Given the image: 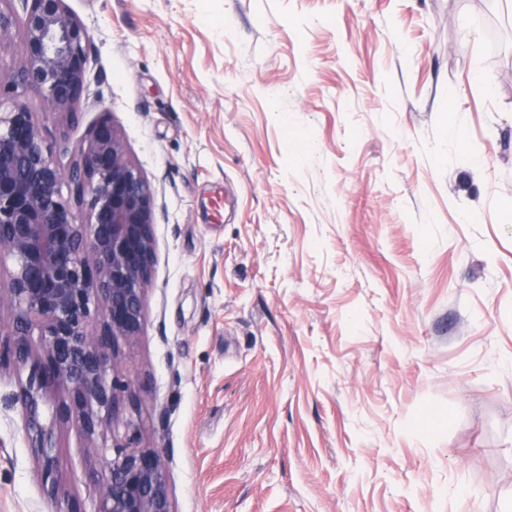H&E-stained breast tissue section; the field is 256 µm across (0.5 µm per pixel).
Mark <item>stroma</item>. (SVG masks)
Here are the masks:
<instances>
[{
	"mask_svg": "<svg viewBox=\"0 0 512 512\" xmlns=\"http://www.w3.org/2000/svg\"><path fill=\"white\" fill-rule=\"evenodd\" d=\"M53 159L154 190L130 369L176 512H512V0H66ZM0 372V512H55ZM84 512L97 461L57 426Z\"/></svg>",
	"mask_w": 512,
	"mask_h": 512,
	"instance_id": "obj_1",
	"label": "stroma"
}]
</instances>
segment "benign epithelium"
Masks as SVG:
<instances>
[{"label": "benign epithelium", "mask_w": 512, "mask_h": 512, "mask_svg": "<svg viewBox=\"0 0 512 512\" xmlns=\"http://www.w3.org/2000/svg\"><path fill=\"white\" fill-rule=\"evenodd\" d=\"M24 52L13 71L11 108L0 110V263L11 262V312L0 327V368L28 370L19 400L25 434L56 512H84L59 477L54 428L42 405L78 425L89 455L98 512H174L159 452L134 434L96 443L139 395L128 376L125 347L142 331L154 265V191L127 157L108 113L67 169L53 162L36 113L24 98L36 93L46 114L71 111L83 90L91 37L65 0H19ZM16 12L0 7V63ZM70 186L87 219L75 220L62 193ZM39 339L33 353L32 337Z\"/></svg>", "instance_id": "obj_1"}]
</instances>
